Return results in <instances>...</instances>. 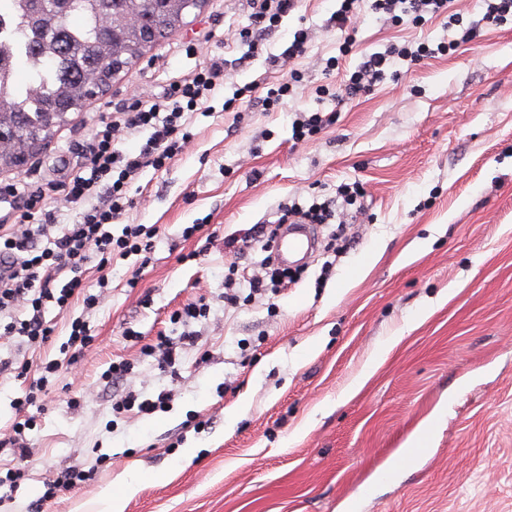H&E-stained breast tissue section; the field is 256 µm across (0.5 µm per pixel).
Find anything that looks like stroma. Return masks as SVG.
<instances>
[{"mask_svg":"<svg viewBox=\"0 0 512 512\" xmlns=\"http://www.w3.org/2000/svg\"><path fill=\"white\" fill-rule=\"evenodd\" d=\"M339 6L300 0L251 59L237 36L250 24L242 0H205L54 128L38 172L0 170L5 183L63 179L77 169L78 142L116 107L151 105L211 60L229 63L190 117V146L136 176L133 204L111 226L118 236L127 224L156 225L151 253L89 262L99 303L48 307L45 344L0 338V361L24 368L0 374V512H110L119 491L123 512H347L368 483L364 512H512V23L464 42L481 0H450L417 26L357 0L340 30ZM302 28L303 53L268 65ZM451 39L455 51L396 61L395 77L346 103L333 96L366 55ZM292 69L303 79L277 111L243 96ZM232 97L238 110L224 111ZM317 111L332 124L294 140V122ZM353 183L352 221L313 227L320 244L349 239L332 267L316 255L290 267L280 292L251 293L264 254H236L233 240ZM228 279L238 295L229 308ZM196 303L208 305L206 318L179 319ZM76 319L92 338L83 350L67 344ZM191 331L196 345L161 371L150 345ZM51 360L59 369L45 391L18 409ZM120 361L140 399L171 393L167 409L113 412L103 374ZM19 421L24 456L7 443ZM424 431L430 460L405 463ZM187 447L199 450L188 465ZM93 463L90 480L44 499L57 472ZM387 467L393 478L376 482Z\"/></svg>","mask_w":512,"mask_h":512,"instance_id":"stroma-1","label":"stroma"}]
</instances>
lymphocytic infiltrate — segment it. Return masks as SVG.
I'll list each match as a JSON object with an SVG mask.
<instances>
[{
	"mask_svg": "<svg viewBox=\"0 0 512 512\" xmlns=\"http://www.w3.org/2000/svg\"><path fill=\"white\" fill-rule=\"evenodd\" d=\"M251 25L239 32L241 40L258 48L266 31L294 10L297 0H245ZM372 10L390 18L424 22L426 16L448 9V0H372ZM447 42L416 48L390 47L367 56L336 90L337 103L356 96L387 79L395 59L420 60L450 51ZM224 79V64L215 60L197 70L191 78L174 86L152 105L135 101L113 112L91 138L82 144L80 156L84 175L52 185L50 191L69 204L81 206L76 223L53 235V217L45 209L46 191L17 185L0 186V202L8 204L14 222L0 225V332L27 338L31 344L45 343L51 328L43 320L47 303L66 310L73 296L81 294L87 305L96 296L85 295L83 267L92 256L108 258L112 253L138 255L150 252L158 234L156 226L125 225L121 236H113L110 226L119 219L131 200L128 187L140 170L161 169L181 155L191 134L184 123L185 113L208 101L211 92ZM147 132L138 154L126 155L116 149L121 139ZM69 271L71 277L61 289H53L55 272ZM27 310L19 318V310Z\"/></svg>",
	"mask_w": 512,
	"mask_h": 512,
	"instance_id": "lymphocytic-infiltrate-1",
	"label": "lymphocytic infiltrate"
}]
</instances>
